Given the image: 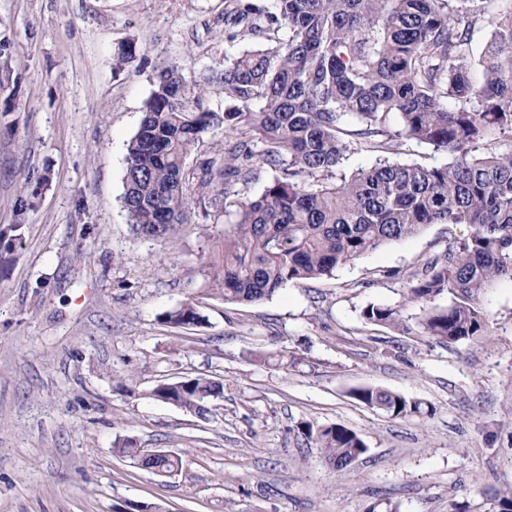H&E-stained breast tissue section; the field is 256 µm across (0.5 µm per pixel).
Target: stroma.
Wrapping results in <instances>:
<instances>
[{"label":"stroma","instance_id":"35a3bbf8","mask_svg":"<svg viewBox=\"0 0 512 512\" xmlns=\"http://www.w3.org/2000/svg\"><path fill=\"white\" fill-rule=\"evenodd\" d=\"M229 2L0 0V512H492L512 489V280L485 295V340L431 339L403 303L467 226L428 225L251 304L214 291L231 217L193 200L174 243L133 232L143 104L176 63L224 110L213 79L245 47ZM189 300L203 325L160 322ZM370 303L400 306L407 331L366 322ZM198 375L224 384L207 417L152 395ZM363 386L433 413L388 417L352 397ZM302 422L348 427L367 451L336 468ZM128 441L178 471L132 466Z\"/></svg>","mask_w":512,"mask_h":512}]
</instances>
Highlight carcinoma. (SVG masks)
Here are the masks:
<instances>
[{
  "label": "carcinoma",
  "instance_id": "carcinoma-1",
  "mask_svg": "<svg viewBox=\"0 0 512 512\" xmlns=\"http://www.w3.org/2000/svg\"><path fill=\"white\" fill-rule=\"evenodd\" d=\"M488 2L273 0L267 10L234 12L235 24L251 13L257 18L228 39L260 34L267 44L224 57L220 84L230 110L202 108L205 89L177 64L157 74L143 104L124 177L123 207L134 231L174 241L192 188L220 218L235 209L214 279L224 301L247 304L329 276L429 224H464L467 236L427 263L405 303L421 308L423 333L442 343L490 336L483 298L496 281L512 280V150L491 146L496 134H512V9L492 12ZM479 24L493 32L475 59L470 45ZM220 126L234 135L224 154L187 166L202 135ZM403 140L453 160L431 167L389 161ZM353 142L377 154L376 163L339 176ZM264 167L281 176L253 198L248 190ZM443 297L445 306L436 303ZM362 316L408 330L397 307L369 304ZM161 321L201 325L205 318L186 302ZM223 391L220 381L198 376L162 382L154 395L200 413ZM351 395L394 419L433 412L386 389ZM298 429L338 468L367 450L343 425ZM116 452L166 472L179 466L177 456L154 460L131 442Z\"/></svg>",
  "mask_w": 512,
  "mask_h": 512
}]
</instances>
